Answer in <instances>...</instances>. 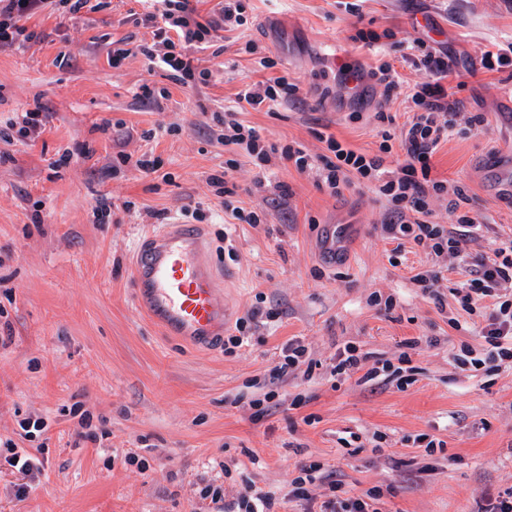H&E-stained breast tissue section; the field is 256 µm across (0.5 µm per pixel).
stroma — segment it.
I'll return each instance as SVG.
<instances>
[{"instance_id":"obj_1","label":"stroma","mask_w":512,"mask_h":512,"mask_svg":"<svg viewBox=\"0 0 512 512\" xmlns=\"http://www.w3.org/2000/svg\"><path fill=\"white\" fill-rule=\"evenodd\" d=\"M141 10L139 0H112L72 20L45 12L28 22L31 40L0 48V120L38 102L48 108L40 132L0 141L12 156L0 164V326L13 334L0 347V440L41 464L26 476L0 460V512H225L248 485L275 492L274 512H318L336 480L352 496L380 488L379 512H483L512 486V368L459 367L461 346L486 347L479 316L447 283L432 295L413 277L448 267L453 281L465 280L495 240L512 236V200L493 193L487 173L512 141L500 117L512 67L478 66L482 52L512 40V0H249L251 25L225 32L222 56L202 52L217 75L195 88L140 55L113 68V43L150 36L133 21ZM360 29L379 42L352 43ZM427 36L458 61L449 92L484 118L435 155L485 223L467 259L387 239L384 207L367 186L335 197L286 161L262 171L240 158L229 202L261 201L268 215L256 225L232 218L209 182L229 154L207 126L243 83L269 76L244 53L246 42L280 60L307 105L247 110L242 120L268 142H297L315 156L324 129L361 152L379 146L375 106L353 121L350 101L321 95L337 59L396 61L402 83L387 110L400 125L407 91L425 75L402 63L393 43ZM146 85L168 90L163 109L141 100ZM122 152L161 166L118 164ZM104 197L114 205L106 224L96 211ZM192 222L216 274L237 272L217 297L231 321L249 323L246 343L230 352L220 339L203 349L164 335L136 304L128 268L141 234ZM333 228L345 233V259L331 265L321 245ZM260 306L277 318L255 316ZM291 339L306 354L273 378ZM348 344L363 368L334 374ZM382 365L386 373L364 381ZM271 390L279 407L257 417L254 399ZM76 406L103 430L97 442L78 437ZM28 417L43 419V434L25 436L19 423ZM432 440L439 447L430 452ZM130 454L147 471L126 465ZM310 464L309 497L296 498L291 481ZM214 480L224 489L218 504L199 496Z\"/></svg>"}]
</instances>
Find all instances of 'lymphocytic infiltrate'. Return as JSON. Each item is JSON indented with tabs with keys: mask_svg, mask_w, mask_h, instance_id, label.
I'll list each match as a JSON object with an SVG mask.
<instances>
[{
	"mask_svg": "<svg viewBox=\"0 0 512 512\" xmlns=\"http://www.w3.org/2000/svg\"><path fill=\"white\" fill-rule=\"evenodd\" d=\"M90 2L0 0V46L10 48L20 43L27 35L28 20L37 14L48 11L74 16L89 7ZM147 3L148 9L138 22L150 29V42L140 43L134 50L113 49L112 65L120 67L137 51L171 81L184 87L209 84L214 72L201 65L199 52L208 50L213 56H221L222 32L250 22L247 0H222L218 12L205 19L198 17L191 0H147ZM404 59L423 71L427 79L415 84L408 93L411 115L398 133L390 131L394 117L385 109H378L381 141L374 154L356 151L326 133L320 136L325 151L317 156L309 155L296 143L282 147L266 143L254 127L240 121V112L248 108L269 111L279 105L298 103L300 88L284 74L244 85L235 105L225 108L223 115L216 118L224 127V146L234 157L226 161L221 174L213 176V183L224 196L234 195L230 177L240 155L254 159L260 167L279 158L294 163L299 171H315L319 184L333 195L352 184L366 183L372 185L384 204L386 217L382 230L389 239L406 238L435 255L463 257L481 226V219L467 212L469 198L463 187L439 173L434 156L439 145L454 133L460 119H467L472 126L483 124L484 119L479 115L464 117L462 101L449 98L444 81L455 67L456 59L447 51L419 38L413 41ZM359 75L366 80V87L350 86L348 69L341 66L336 71L335 83L350 89L352 100L360 103L375 95L390 100L401 80L390 61L360 70ZM397 145L404 152V160L392 173H384L383 157ZM434 200L447 202L449 213L456 217L454 227L433 221L430 203ZM508 283H512V238L501 241L492 255L476 263L466 280L456 283L454 290L461 306L486 318L482 328L487 345L484 357H475L469 347H462L456 357L461 366L476 369L486 361L512 364V292L504 290Z\"/></svg>",
	"mask_w": 512,
	"mask_h": 512,
	"instance_id": "f902f5d3",
	"label": "lymphocytic infiltrate"
}]
</instances>
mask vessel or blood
Returning a JSON list of instances; mask_svg holds the SVG:
<instances>
[{
	"mask_svg": "<svg viewBox=\"0 0 512 512\" xmlns=\"http://www.w3.org/2000/svg\"><path fill=\"white\" fill-rule=\"evenodd\" d=\"M493 173L497 185L512 193V144L498 153ZM131 274L138 306L168 335L198 344L223 335L228 313L216 301L218 282L193 225L169 224L148 236Z\"/></svg>",
	"mask_w": 512,
	"mask_h": 512,
	"instance_id": "b4317fda",
	"label": "vessel or blood"
}]
</instances>
